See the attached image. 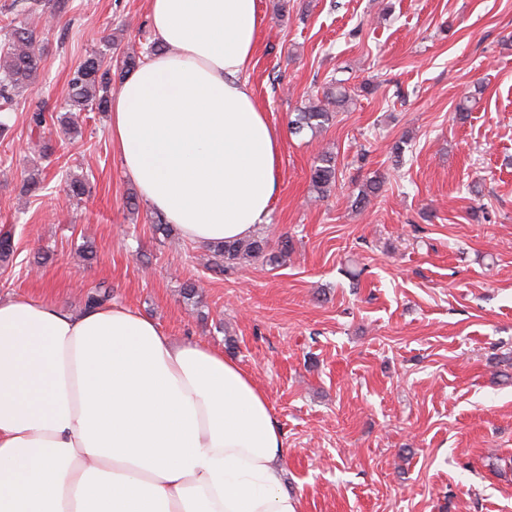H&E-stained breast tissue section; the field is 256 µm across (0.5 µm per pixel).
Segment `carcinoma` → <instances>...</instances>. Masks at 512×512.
<instances>
[{"label": "carcinoma", "mask_w": 512, "mask_h": 512, "mask_svg": "<svg viewBox=\"0 0 512 512\" xmlns=\"http://www.w3.org/2000/svg\"><path fill=\"white\" fill-rule=\"evenodd\" d=\"M41 55L37 48V37L25 18H13L5 26L4 45L0 46V103L12 105L15 96L32 87L40 68ZM112 84L111 67L106 56L98 53L87 58L69 79V111L83 112L91 107L103 112L108 109L110 86ZM353 101L347 92L339 94L336 101L329 97L316 100L306 110L297 113L291 126L294 132L304 129L315 131L333 119L330 104L344 108ZM54 122L53 113L46 103L36 102L29 111V126L40 134ZM336 157L330 153L321 155L310 169L309 181L317 199L326 198L336 186ZM291 248L288 239L281 240L279 254L267 251V242L259 236L221 241L208 245V250L224 260V267L229 268L241 263H276L288 256ZM112 302L110 287L101 283L87 294L85 306L94 307Z\"/></svg>", "instance_id": "carcinoma-1"}]
</instances>
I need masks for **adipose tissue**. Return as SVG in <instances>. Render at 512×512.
<instances>
[{"instance_id":"obj_1","label":"adipose tissue","mask_w":512,"mask_h":512,"mask_svg":"<svg viewBox=\"0 0 512 512\" xmlns=\"http://www.w3.org/2000/svg\"><path fill=\"white\" fill-rule=\"evenodd\" d=\"M163 52L112 99L124 176L193 242L249 237L282 135L247 72L258 0H147ZM265 392L223 352L113 304L0 299V512H302Z\"/></svg>"}]
</instances>
